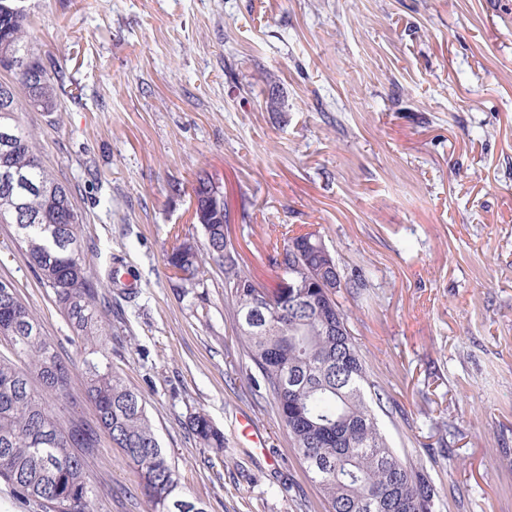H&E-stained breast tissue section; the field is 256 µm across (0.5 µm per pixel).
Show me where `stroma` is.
<instances>
[{
	"mask_svg": "<svg viewBox=\"0 0 512 512\" xmlns=\"http://www.w3.org/2000/svg\"><path fill=\"white\" fill-rule=\"evenodd\" d=\"M62 111L20 110L86 218L102 348L146 403L183 492L208 512H325L236 333L224 274L163 259L203 241L194 186L224 189L242 268L274 288L287 236L316 230L379 418L442 512H512V0H26ZM15 285L73 367L65 419L95 429L92 512H152L84 396L87 345L0 224ZM205 412L223 461L185 429ZM267 436L248 447L238 417ZM166 265L174 271L178 280L186 284H196L205 274L204 267L209 263L189 239H184L166 254Z\"/></svg>",
	"mask_w": 512,
	"mask_h": 512,
	"instance_id": "obj_1",
	"label": "stroma"
}]
</instances>
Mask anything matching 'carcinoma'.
<instances>
[{
    "instance_id": "obj_1",
    "label": "carcinoma",
    "mask_w": 512,
    "mask_h": 512,
    "mask_svg": "<svg viewBox=\"0 0 512 512\" xmlns=\"http://www.w3.org/2000/svg\"><path fill=\"white\" fill-rule=\"evenodd\" d=\"M34 21L24 0H0V223L14 224L25 254L75 335L99 353L106 325L95 308L97 286L87 271L85 218L69 187L47 168L17 112H59V84L51 64L30 39ZM194 194L206 253L184 239L166 254L183 283L205 274L207 261L224 271L239 339L249 351L265 390L285 423L293 447L327 502V512H437L439 493L425 473L406 465L390 447L374 407L387 396L371 379L365 358L347 331V317L329 296L342 282L335 257L319 255L314 240H289L275 260L292 291L252 287L239 253L224 231V193L205 177ZM29 217L37 224H26ZM0 337L12 356L0 355V480L39 512H91L93 488L85 473L86 449L96 435L64 421L47 401L70 395L71 365L43 336L13 284L0 281ZM84 393L112 444L138 470L153 512H206L179 491L175 465L161 447L137 391L112 375V366L84 360ZM186 429L205 448H224V435L197 412Z\"/></svg>"
}]
</instances>
